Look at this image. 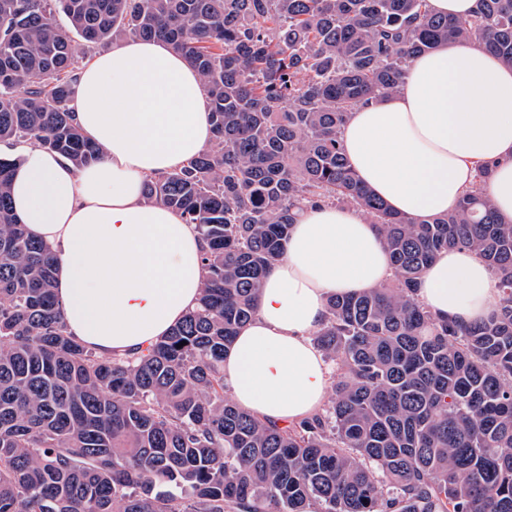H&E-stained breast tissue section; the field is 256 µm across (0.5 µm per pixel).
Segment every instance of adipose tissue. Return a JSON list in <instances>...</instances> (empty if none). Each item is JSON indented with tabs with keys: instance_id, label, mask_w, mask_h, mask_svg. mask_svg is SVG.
Instances as JSON below:
<instances>
[{
	"instance_id": "1",
	"label": "adipose tissue",
	"mask_w": 512,
	"mask_h": 512,
	"mask_svg": "<svg viewBox=\"0 0 512 512\" xmlns=\"http://www.w3.org/2000/svg\"><path fill=\"white\" fill-rule=\"evenodd\" d=\"M71 106L99 158L77 170L60 154L17 144L12 205L53 252L67 334L102 356L133 355L198 303L203 242L179 212L146 203L143 187L209 146L208 99L199 74L164 40L129 39L82 65ZM339 140L393 212L422 222L448 213L487 167L485 192L512 222V65L483 46L413 58L402 89L350 112ZM392 270L360 209L306 207L264 279L254 318L224 356L235 403L279 426L319 413L331 371L311 336L328 297L378 287ZM498 297L470 249L439 252L415 294L435 317L462 325L486 318Z\"/></svg>"
}]
</instances>
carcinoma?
Returning a JSON list of instances; mask_svg holds the SVG:
<instances>
[{
	"mask_svg": "<svg viewBox=\"0 0 512 512\" xmlns=\"http://www.w3.org/2000/svg\"><path fill=\"white\" fill-rule=\"evenodd\" d=\"M126 37L165 39L207 92L210 146L143 190L207 244L199 305L137 356L78 343L0 159V512H512V223L478 190L427 223L394 213L338 139L418 54L477 38L512 64V0L471 19L426 0H0V142L97 160L72 85L90 49ZM326 201L364 209L394 276L329 300L328 407L280 427L224 398V352L297 210ZM450 247L500 291L471 325L415 302Z\"/></svg>",
	"mask_w": 512,
	"mask_h": 512,
	"instance_id": "carcinoma-1",
	"label": "carcinoma"
}]
</instances>
